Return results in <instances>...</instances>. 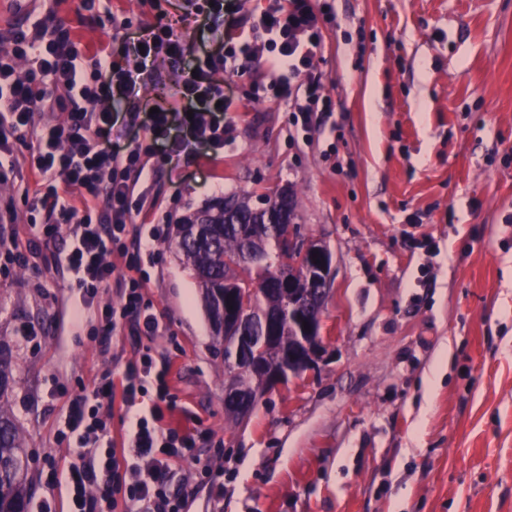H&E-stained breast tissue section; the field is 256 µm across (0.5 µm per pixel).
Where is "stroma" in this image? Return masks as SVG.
I'll use <instances>...</instances> for the list:
<instances>
[{
  "instance_id": "1",
  "label": "stroma",
  "mask_w": 512,
  "mask_h": 512,
  "mask_svg": "<svg viewBox=\"0 0 512 512\" xmlns=\"http://www.w3.org/2000/svg\"><path fill=\"white\" fill-rule=\"evenodd\" d=\"M324 91L333 112L304 131L256 78L218 73L223 150L199 146L152 185L161 225L146 297L169 327L172 392L224 448V501L198 487L190 512H512V0H327ZM269 0H224L217 42ZM48 25L79 47L121 45L122 28L61 0ZM182 64L148 62L139 94L172 100ZM249 109H242L245 96ZM290 191L301 235L332 254L317 371L263 396L247 419L224 408V362L200 293L171 241L181 217L222 197L252 206ZM12 179H0V337L12 340L32 501L63 491L34 459L52 447L63 385L88 388L132 359L137 337L101 355L75 335L79 294L56 272ZM25 263L10 262L13 249ZM53 448V447H52Z\"/></svg>"
}]
</instances>
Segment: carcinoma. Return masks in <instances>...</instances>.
Masks as SVG:
<instances>
[{
  "mask_svg": "<svg viewBox=\"0 0 512 512\" xmlns=\"http://www.w3.org/2000/svg\"><path fill=\"white\" fill-rule=\"evenodd\" d=\"M292 196L281 193L266 199L265 207L252 208L246 196L228 197L184 217L177 225L173 245L198 285L201 301L212 328L214 346L224 351V374L233 370L234 337L224 335V313L239 303L230 289L235 282L254 284L270 281L276 273L278 238L285 223H294ZM330 278L311 260L299 268L287 294L302 304V319L293 322L277 316L283 296L265 291L254 296L251 320L245 326L250 339L240 349L238 380L248 396L263 389L269 372L268 360L281 359L290 369L304 354L301 340L317 335L303 323L324 312ZM10 344L0 339V512H25L28 496L27 472L22 455L25 443L14 414L11 395L18 383Z\"/></svg>",
  "mask_w": 512,
  "mask_h": 512,
  "instance_id": "carcinoma-1",
  "label": "carcinoma"
}]
</instances>
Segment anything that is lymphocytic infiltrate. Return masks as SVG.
<instances>
[{
  "instance_id": "1",
  "label": "lymphocytic infiltrate",
  "mask_w": 512,
  "mask_h": 512,
  "mask_svg": "<svg viewBox=\"0 0 512 512\" xmlns=\"http://www.w3.org/2000/svg\"><path fill=\"white\" fill-rule=\"evenodd\" d=\"M121 26L129 32L124 52L177 60L186 51L184 36L172 23L136 25L126 19ZM258 33L274 51L263 76L275 97L304 130L324 127L332 103L317 69L323 43L313 0H274L236 40H198L190 72L177 90L178 104L156 114L138 95L140 70L117 64L108 47L84 51L66 30L40 28L33 37L0 48V172L19 179L29 221L41 225L45 241L66 240L53 264L81 294L72 325L79 331L98 323L92 340L104 355L124 329L145 339L121 371L103 372L93 390L57 391L65 409L53 439L56 447L70 449L71 460L60 467L53 450L46 451L40 472L49 486L65 487L69 512H187L192 483L224 492L215 462L197 451L207 430L171 392L173 359L151 345L168 333L144 293L143 266L156 262L160 227L135 224L132 198L138 181L161 175L154 159L160 138L171 129L184 134L172 152L186 150L192 141L223 148L224 87L213 75L236 69ZM115 95L126 102L128 124L146 131L122 151L98 143L116 125L103 105ZM43 114L55 115V122H40ZM18 143L26 144V153L15 154ZM62 183L80 189V203L59 195ZM132 233L138 242L131 251L126 240ZM107 289L116 302L101 303ZM185 462L193 466V480L179 476Z\"/></svg>"
}]
</instances>
